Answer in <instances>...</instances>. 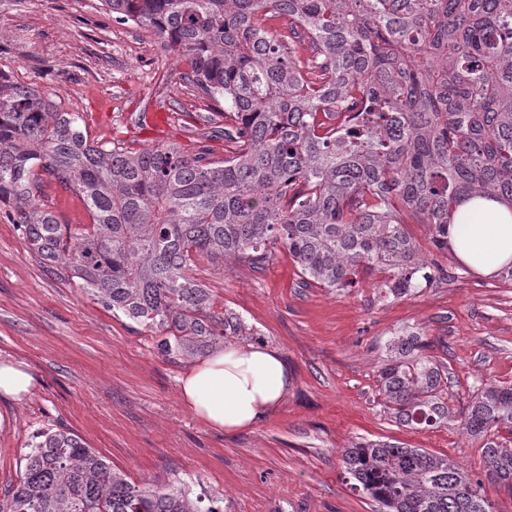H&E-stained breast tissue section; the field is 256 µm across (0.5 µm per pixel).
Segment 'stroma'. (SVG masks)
Listing matches in <instances>:
<instances>
[{
	"label": "stroma",
	"instance_id": "35a3bbf8",
	"mask_svg": "<svg viewBox=\"0 0 512 512\" xmlns=\"http://www.w3.org/2000/svg\"><path fill=\"white\" fill-rule=\"evenodd\" d=\"M178 52L153 32L113 22L97 0H0V72L79 113L90 141L134 150L226 144L206 121L213 104L185 88ZM41 205L63 224H85L78 195L45 184ZM446 280L388 302L370 284L334 294L305 287L286 250L262 268L196 257L194 277L217 303L276 348L290 371L282 404L250 430L208 428L182 405L188 363L157 348V329L117 317L84 290L48 276L0 210V361L35 379L21 402L0 398V495L17 483L34 437L65 430L134 480L185 483L219 512H375L343 480L338 449L393 440L483 474L479 444L456 425L400 426L386 412L378 370L395 332L424 330L448 343L450 394L512 382V283L443 253Z\"/></svg>",
	"mask_w": 512,
	"mask_h": 512
}]
</instances>
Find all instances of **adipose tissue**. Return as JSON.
I'll use <instances>...</instances> for the list:
<instances>
[{
	"mask_svg": "<svg viewBox=\"0 0 512 512\" xmlns=\"http://www.w3.org/2000/svg\"><path fill=\"white\" fill-rule=\"evenodd\" d=\"M457 260L490 276L512 264V209L489 198L463 201L449 227ZM288 367L263 344H233L184 370L178 378L182 404L209 428H253L288 393Z\"/></svg>",
	"mask_w": 512,
	"mask_h": 512,
	"instance_id": "adipose-tissue-1",
	"label": "adipose tissue"
}]
</instances>
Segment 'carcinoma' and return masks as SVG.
Here are the masks:
<instances>
[{
	"label": "carcinoma",
	"mask_w": 512,
	"mask_h": 512,
	"mask_svg": "<svg viewBox=\"0 0 512 512\" xmlns=\"http://www.w3.org/2000/svg\"><path fill=\"white\" fill-rule=\"evenodd\" d=\"M99 2L179 52L197 96L224 102L212 135L228 155L91 143L78 113L0 73V204L50 276L161 328L168 358L255 335L216 311L190 275L197 255L260 263L282 247L312 285L346 292L380 275L373 286L399 299L448 278L406 220L443 252L462 201L512 206V0ZM44 174L80 195L91 223L74 229L41 207ZM434 348L423 331L390 340L378 371L387 413L410 429L456 422L482 441L487 480L512 495V384L481 385L456 411ZM340 460L377 512H491L482 480L446 455L362 440ZM204 502L180 482L138 484L76 435L46 431L0 512H216Z\"/></svg>",
	"instance_id": "cac0c4a2"
}]
</instances>
